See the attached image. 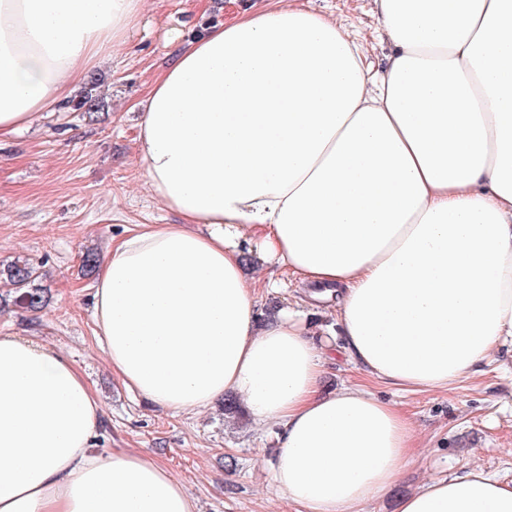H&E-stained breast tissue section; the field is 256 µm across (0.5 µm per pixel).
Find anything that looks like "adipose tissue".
I'll list each match as a JSON object with an SVG mask.
<instances>
[{
    "instance_id": "1",
    "label": "adipose tissue",
    "mask_w": 512,
    "mask_h": 512,
    "mask_svg": "<svg viewBox=\"0 0 512 512\" xmlns=\"http://www.w3.org/2000/svg\"><path fill=\"white\" fill-rule=\"evenodd\" d=\"M146 0H0V137L66 103L122 49ZM382 73L334 17L246 6L168 62L140 103L137 158L179 218L107 252L92 296L112 371L151 406L238 396L278 428L274 480L305 512H362L401 478L410 419L321 390L300 312L260 322L246 245L337 298L370 375L446 389L512 348V0H375ZM99 400L57 350L0 336V512H197L158 459L93 450ZM400 512H512L481 469Z\"/></svg>"
}]
</instances>
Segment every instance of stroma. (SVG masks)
<instances>
[{"label":"stroma","mask_w":512,"mask_h":512,"mask_svg":"<svg viewBox=\"0 0 512 512\" xmlns=\"http://www.w3.org/2000/svg\"><path fill=\"white\" fill-rule=\"evenodd\" d=\"M244 0H147L128 46L96 75L105 109L96 121L68 110L44 113L29 129L0 139V261L36 260L47 308L30 315L0 312V333L33 337L63 352L84 377L102 410L93 449L148 451L182 480L199 512H298L273 481L280 452L275 427L257 428L246 409L228 414L222 402L197 415L161 411L123 387L96 334L91 294L82 277L87 249L106 254L139 224H172L175 216L145 186L137 159L139 101L176 51L170 31L185 39L238 19ZM341 21L367 49L373 71L390 47L376 39L374 0H305ZM278 286L260 289L262 319L287 307L302 310L311 330L334 351L323 388L366 390L406 413L414 446L398 484L365 512H399L402 498L430 479L478 467L512 483V350L501 349L447 390L414 392L371 377L344 352L334 300L312 302L299 278L274 271Z\"/></svg>","instance_id":"35a3bbf8"}]
</instances>
